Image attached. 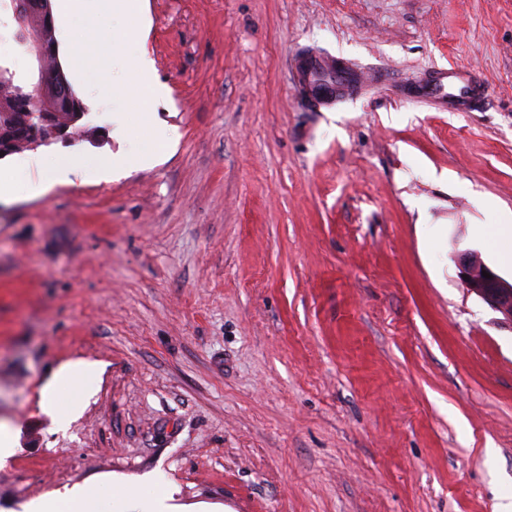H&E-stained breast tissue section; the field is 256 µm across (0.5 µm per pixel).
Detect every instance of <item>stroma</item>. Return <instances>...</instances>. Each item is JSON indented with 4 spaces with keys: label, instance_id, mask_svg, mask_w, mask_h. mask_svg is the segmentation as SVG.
I'll return each instance as SVG.
<instances>
[{
    "label": "stroma",
    "instance_id": "stroma-1",
    "mask_svg": "<svg viewBox=\"0 0 512 512\" xmlns=\"http://www.w3.org/2000/svg\"><path fill=\"white\" fill-rule=\"evenodd\" d=\"M105 28L164 93L96 103L40 147L117 179L33 171L0 202V512L92 482L171 512H497L512 501V326L464 286L512 214V0H146ZM377 73L312 98L303 55ZM488 97L452 112L433 71ZM442 227L430 259L419 223ZM95 364L58 428L41 390Z\"/></svg>",
    "mask_w": 512,
    "mask_h": 512
}]
</instances>
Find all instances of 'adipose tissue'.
<instances>
[{
	"label": "adipose tissue",
	"instance_id": "ef3b65f1",
	"mask_svg": "<svg viewBox=\"0 0 512 512\" xmlns=\"http://www.w3.org/2000/svg\"><path fill=\"white\" fill-rule=\"evenodd\" d=\"M56 15L58 25L64 30H80L79 39L62 47L60 56L69 64L75 77L94 75L98 79L103 93L122 94V87L111 82V73L116 65L115 42L110 38L97 36L98 28L110 19L128 15L139 16L142 11L141 0H59ZM95 374L92 366L73 364L62 367L42 390V405L53 414L60 426H67L70 414L58 413L55 406V394L58 387L66 386L79 389ZM131 495L120 492L116 495H104L98 484L91 483L67 490L53 497H43L31 501L26 512H63L65 505H73L75 512H116L119 504L130 501Z\"/></svg>",
	"mask_w": 512,
	"mask_h": 512
}]
</instances>
